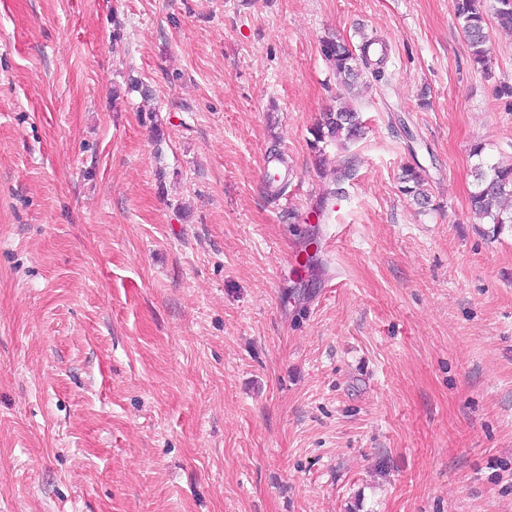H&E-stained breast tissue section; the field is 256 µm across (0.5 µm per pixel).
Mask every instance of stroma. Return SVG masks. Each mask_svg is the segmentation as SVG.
Here are the masks:
<instances>
[{"mask_svg": "<svg viewBox=\"0 0 512 512\" xmlns=\"http://www.w3.org/2000/svg\"><path fill=\"white\" fill-rule=\"evenodd\" d=\"M488 29L486 75L453 0H0V512H512ZM336 33L388 59L320 158ZM477 157L474 165V190L470 193V209L483 224H489L494 235L512 233V165L488 163L482 159L483 146L476 143L470 150ZM421 171L423 170L412 166L403 167L398 178L401 192L412 196L418 205H425L429 202V192Z\"/></svg>", "mask_w": 512, "mask_h": 512, "instance_id": "obj_1", "label": "stroma"}]
</instances>
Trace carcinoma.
I'll list each match as a JSON object with an SVG mask.
<instances>
[{"instance_id":"obj_1","label":"carcinoma","mask_w":512,"mask_h":512,"mask_svg":"<svg viewBox=\"0 0 512 512\" xmlns=\"http://www.w3.org/2000/svg\"><path fill=\"white\" fill-rule=\"evenodd\" d=\"M494 2L495 23L504 30L512 31V0ZM454 10L473 65L490 74L485 0H454ZM320 51L336 77L342 102L325 112L321 121L310 130L312 140L309 144L317 152L328 142L335 141L343 146L363 136L364 122L350 100L357 95L363 70L381 64L387 48L383 42L369 39L355 50L345 40L332 35L322 40ZM470 154L478 158L474 165V190L469 198L472 213L483 223L491 225L495 235L506 230L512 232V165L484 161L483 146L479 143L472 146ZM399 183L401 192L411 196L415 203L425 205L429 202L426 179L421 169L412 166L402 168Z\"/></svg>"}]
</instances>
